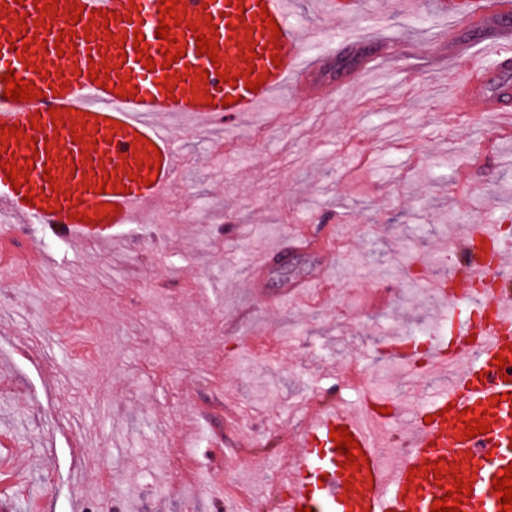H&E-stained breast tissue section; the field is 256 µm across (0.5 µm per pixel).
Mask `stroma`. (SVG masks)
<instances>
[{
	"label": "stroma",
	"instance_id": "obj_1",
	"mask_svg": "<svg viewBox=\"0 0 512 512\" xmlns=\"http://www.w3.org/2000/svg\"><path fill=\"white\" fill-rule=\"evenodd\" d=\"M316 2L289 0L290 21L334 99L302 108L291 86L209 132L180 124L167 194L111 240L30 226L40 276L0 277V512H276L292 441L352 368L345 406L396 402L397 447L453 377L427 352L465 300L425 283L468 226L512 227V119L443 110L490 29L358 0L352 43ZM284 248L306 270L278 287Z\"/></svg>",
	"mask_w": 512,
	"mask_h": 512
}]
</instances>
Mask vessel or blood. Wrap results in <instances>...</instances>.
Returning a JSON list of instances; mask_svg holds the SVG:
<instances>
[{"mask_svg":"<svg viewBox=\"0 0 512 512\" xmlns=\"http://www.w3.org/2000/svg\"><path fill=\"white\" fill-rule=\"evenodd\" d=\"M160 0H75L79 22H70L66 0H57L54 14L36 8L35 0H0V124L18 127L24 138L9 135L0 147V202L25 223L41 224L43 232L65 243L101 241L138 223L151 202L164 195L175 171L173 137L165 118L193 116L209 125L259 110L295 80L306 79L305 41L289 20L288 0H185L186 13L174 36L186 50L166 62L165 40L158 38ZM441 14L466 10L470 20H492L502 32L512 31V0H439ZM269 10L281 29L272 34L262 22ZM141 33L155 67L146 69L133 46ZM212 35L219 45V62L197 52L196 34ZM13 46H6V38ZM254 49V63L241 53ZM107 65L105 85L92 81L90 65ZM465 81L457 84L449 111L472 104L487 112L495 103L476 96L485 77L482 65L464 58ZM235 73V83L218 76ZM207 80L197 81L198 71ZM34 84L38 98L4 99L7 72ZM177 77L173 90L165 76ZM263 77L257 91L247 90L248 76ZM134 96H119L121 81ZM213 97L200 104L202 94ZM235 102L223 106L225 97ZM83 129L73 142L72 126ZM50 145V152H33L26 137ZM160 160L158 168L146 162ZM29 166V179L20 188L6 182L3 162ZM140 173L141 181L130 178ZM120 181V192H99L106 179ZM34 198L23 202L24 195ZM467 252L466 283L472 284L465 314L450 330L460 342L451 356L459 368L456 378L424 407L408 434L409 454L385 470L370 430L339 408L311 409L282 475L288 490L278 512H431L434 501L451 490L456 480L469 483L461 512H503L493 481L512 464V302L493 290L476 288L482 276L512 271L505 256L512 248L499 238L497 225L473 227L461 243ZM504 357L497 368L495 357ZM484 417L490 432L465 438L466 424ZM344 427L358 441L365 458L359 468L345 467V456L330 440L331 429ZM439 475H432V468Z\"/></svg>","mask_w":512,"mask_h":512,"instance_id":"1","label":"vessel or blood"}]
</instances>
